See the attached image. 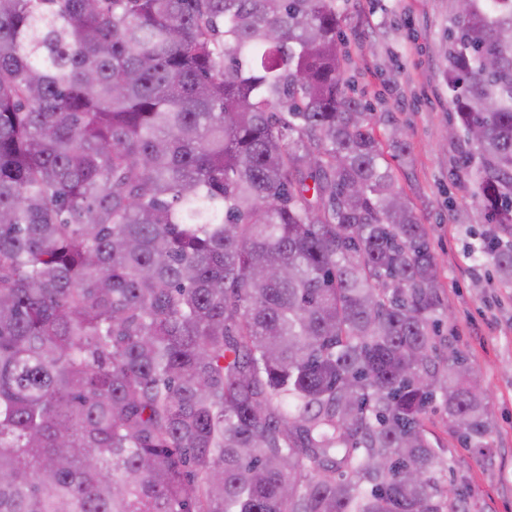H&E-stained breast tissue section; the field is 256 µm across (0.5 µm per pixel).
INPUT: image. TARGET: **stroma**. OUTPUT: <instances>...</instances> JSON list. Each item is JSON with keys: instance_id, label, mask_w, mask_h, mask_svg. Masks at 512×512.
Returning a JSON list of instances; mask_svg holds the SVG:
<instances>
[{"instance_id": "stroma-1", "label": "stroma", "mask_w": 512, "mask_h": 512, "mask_svg": "<svg viewBox=\"0 0 512 512\" xmlns=\"http://www.w3.org/2000/svg\"><path fill=\"white\" fill-rule=\"evenodd\" d=\"M452 25L453 0H352L340 19L346 77L370 106L376 135L388 139L395 126L407 134L408 154L385 157L438 260L445 314L435 360L467 358L490 398L483 447H464L439 403L426 429L454 461L447 482L468 488V512H512V288L473 255L487 228L484 210L461 164L463 136L443 134L457 120L442 77Z\"/></svg>"}]
</instances>
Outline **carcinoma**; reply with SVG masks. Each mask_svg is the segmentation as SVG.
<instances>
[{
  "mask_svg": "<svg viewBox=\"0 0 512 512\" xmlns=\"http://www.w3.org/2000/svg\"><path fill=\"white\" fill-rule=\"evenodd\" d=\"M350 0H0V512H465L424 426L428 232L348 92ZM444 81L512 287V0Z\"/></svg>",
  "mask_w": 512,
  "mask_h": 512,
  "instance_id": "obj_1",
  "label": "carcinoma"
}]
</instances>
